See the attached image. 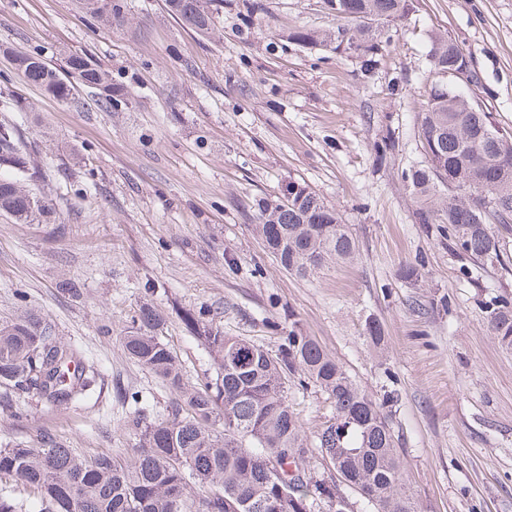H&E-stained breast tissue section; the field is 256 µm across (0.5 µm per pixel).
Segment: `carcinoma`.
<instances>
[{
    "label": "carcinoma",
    "mask_w": 512,
    "mask_h": 512,
    "mask_svg": "<svg viewBox=\"0 0 512 512\" xmlns=\"http://www.w3.org/2000/svg\"><path fill=\"white\" fill-rule=\"evenodd\" d=\"M168 10L200 33L214 29L223 0H166ZM99 25L128 20L127 0H79ZM345 23L333 32L299 28L288 34L303 45L336 50L342 39L355 46L365 71L382 50L376 23H394L412 0H330ZM13 68L60 101L76 88L98 90L99 102L123 104L112 76L91 57H68L65 67L38 54L11 52ZM439 76L471 63L452 39L437 35L429 50ZM424 161L404 172L417 199V224H438L448 245L473 261L507 264L492 225L512 224V135L468 91L447 95L431 88L419 115ZM30 155L21 151L17 129L0 125V212L19 224L51 223V208L27 186ZM257 231L289 273L305 277L356 258L358 245L338 212L304 186L284 202L257 203ZM492 334L512 348V304L486 306ZM183 320L217 358L216 377L188 387L182 366L162 336L166 319L151 302L123 331L126 355L172 390L177 398L165 417L146 411L132 420L137 438L130 456L84 455L47 436L26 445L0 443V512H32L16 490L36 496L37 512H348L340 490L364 491L375 512H417L406 487L388 416L336 359L296 322L276 350L224 335L206 313ZM320 390L332 417L308 439L288 403V386ZM0 386L61 410L85 406L102 389L97 366L56 336L40 317L0 320ZM303 473L281 480L268 463ZM342 477L326 483L313 476L315 463Z\"/></svg>",
    "instance_id": "obj_1"
}]
</instances>
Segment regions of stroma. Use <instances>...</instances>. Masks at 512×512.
I'll use <instances>...</instances> for the list:
<instances>
[{
    "label": "stroma",
    "mask_w": 512,
    "mask_h": 512,
    "mask_svg": "<svg viewBox=\"0 0 512 512\" xmlns=\"http://www.w3.org/2000/svg\"><path fill=\"white\" fill-rule=\"evenodd\" d=\"M224 0L212 33L187 29L165 0H128L129 20L94 26L76 0H0V45L62 66L92 55L124 91L100 108L93 90L62 103L27 84L0 55L32 188L55 223L0 213V319L31 311L93 361L106 387L96 405L63 411L31 398L0 409V442L48 435L86 455H124L140 392L153 414L173 393L130 360L119 338L145 300L189 384L215 376L213 353L181 321L205 309L225 335L277 349L291 322L376 399L393 395L389 424L418 512H512V349L494 339L484 305L512 301L507 266L465 265L437 232L414 221L402 171L423 159L418 115L429 94L427 54L444 33L473 61L475 90L512 132V0H414L390 25L371 77L358 58L288 40L335 30L329 0ZM399 151L379 159L384 137ZM305 185L339 213L359 243L350 262L309 277L288 273L254 231L255 204ZM422 263L424 276L400 277ZM79 288V297L62 291ZM384 330V349L367 335ZM288 401L307 434L331 417L314 387Z\"/></svg>",
    "instance_id": "stroma-1"
}]
</instances>
